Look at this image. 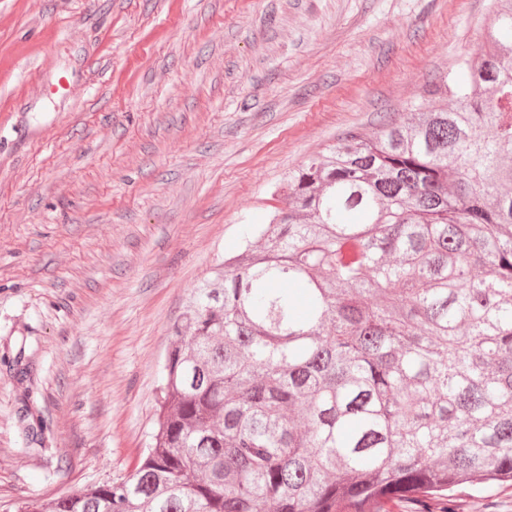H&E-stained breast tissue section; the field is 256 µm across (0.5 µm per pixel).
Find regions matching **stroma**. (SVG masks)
<instances>
[{"label": "stroma", "mask_w": 512, "mask_h": 512, "mask_svg": "<svg viewBox=\"0 0 512 512\" xmlns=\"http://www.w3.org/2000/svg\"><path fill=\"white\" fill-rule=\"evenodd\" d=\"M502 0H0V504L124 474L169 328L283 178L475 57ZM456 512H512V487Z\"/></svg>", "instance_id": "obj_1"}]
</instances>
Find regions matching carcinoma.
Wrapping results in <instances>:
<instances>
[{"label":"carcinoma","instance_id":"obj_1","mask_svg":"<svg viewBox=\"0 0 512 512\" xmlns=\"http://www.w3.org/2000/svg\"><path fill=\"white\" fill-rule=\"evenodd\" d=\"M288 175L172 324L129 474L0 512H373L512 483V6Z\"/></svg>","mask_w":512,"mask_h":512}]
</instances>
